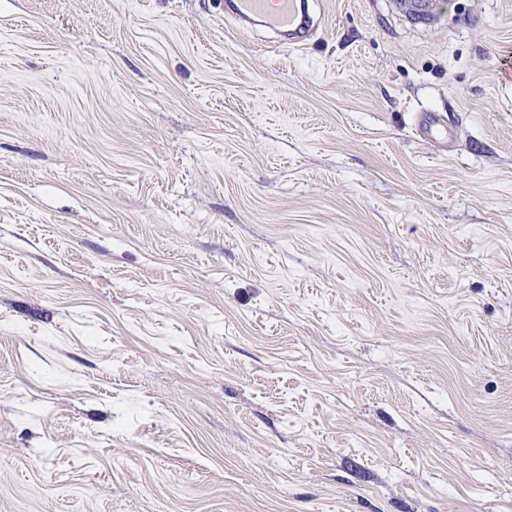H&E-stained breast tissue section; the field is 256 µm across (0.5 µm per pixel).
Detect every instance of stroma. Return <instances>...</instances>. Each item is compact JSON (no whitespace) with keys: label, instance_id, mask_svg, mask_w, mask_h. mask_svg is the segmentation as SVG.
<instances>
[{"label":"stroma","instance_id":"obj_1","mask_svg":"<svg viewBox=\"0 0 512 512\" xmlns=\"http://www.w3.org/2000/svg\"><path fill=\"white\" fill-rule=\"evenodd\" d=\"M441 2L0 0V512H512V0ZM305 1L231 0L228 7L239 18L259 19L271 29L294 36L306 24Z\"/></svg>","mask_w":512,"mask_h":512}]
</instances>
